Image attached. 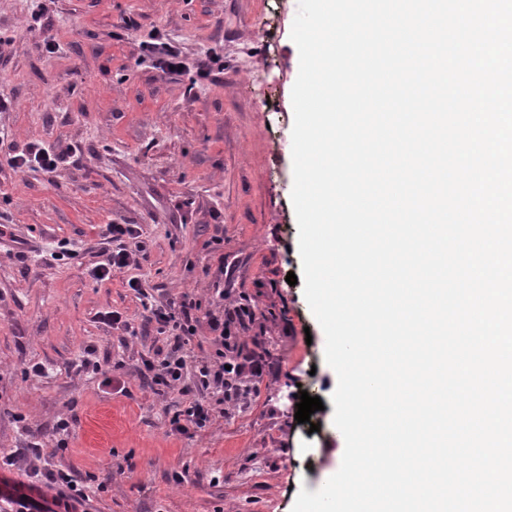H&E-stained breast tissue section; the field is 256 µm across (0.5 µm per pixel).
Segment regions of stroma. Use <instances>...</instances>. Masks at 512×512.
<instances>
[{"label": "stroma", "instance_id": "obj_1", "mask_svg": "<svg viewBox=\"0 0 512 512\" xmlns=\"http://www.w3.org/2000/svg\"><path fill=\"white\" fill-rule=\"evenodd\" d=\"M39 11L61 45L50 58L34 46ZM297 12L298 0H0V93L12 101L0 138L79 150L46 176L13 168L0 148V224L30 248L22 260L16 242L0 243V448L30 434L55 446L56 422L71 418L60 461L106 483L95 512H292L342 459L325 335L302 285L286 281L302 272L291 200ZM158 40L178 48L179 71L150 52ZM105 224L142 225L136 274L156 297L189 291L207 310L222 288L257 294L274 364L245 413L191 438L168 433L180 396L139 379L162 337L125 339L99 318L114 310L137 325L143 313L130 270L105 282L88 274L107 258ZM64 243L74 256L38 258ZM89 346L103 375L67 374ZM35 363L44 376H26ZM105 375L126 392L102 387ZM296 384L324 405L306 423L288 398ZM181 471L187 481L175 482Z\"/></svg>", "mask_w": 512, "mask_h": 512}]
</instances>
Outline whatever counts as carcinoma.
<instances>
[{"instance_id": "carcinoma-1", "label": "carcinoma", "mask_w": 512, "mask_h": 512, "mask_svg": "<svg viewBox=\"0 0 512 512\" xmlns=\"http://www.w3.org/2000/svg\"><path fill=\"white\" fill-rule=\"evenodd\" d=\"M265 313L245 293L224 289V417L232 418L250 408L259 384L272 368L271 342L263 329Z\"/></svg>"}]
</instances>
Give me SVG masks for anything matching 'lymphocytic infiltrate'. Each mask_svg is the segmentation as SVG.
Listing matches in <instances>:
<instances>
[{
  "label": "lymphocytic infiltrate",
  "mask_w": 512,
  "mask_h": 512,
  "mask_svg": "<svg viewBox=\"0 0 512 512\" xmlns=\"http://www.w3.org/2000/svg\"><path fill=\"white\" fill-rule=\"evenodd\" d=\"M73 147L58 148L29 143L12 148L9 160L17 170L37 171L45 175L55 173L62 165L76 157ZM101 237L112 249L106 262L95 264L89 274L97 281L109 280L113 270L140 268L146 257V238L137 224H106ZM127 286L138 295L145 314L140 326L117 311L101 314L102 322L133 336L156 331L166 338L149 358L143 359L140 379L159 395L178 391L183 402L180 410L168 419L171 433L194 436L195 432L210 426L221 415L224 403V316L214 311H202L200 300L185 293L179 298L156 300L149 286L141 278L128 279ZM207 322L216 347L213 360L197 365L194 377H187L189 354L187 347L197 334L199 322ZM68 420H59L55 432L59 439L55 450L48 451L37 441L24 447L0 452V512H91V498L82 480L72 471L56 463L58 452L67 447L70 434ZM25 472L23 481L9 479L14 469Z\"/></svg>",
  "instance_id": "1"
}]
</instances>
